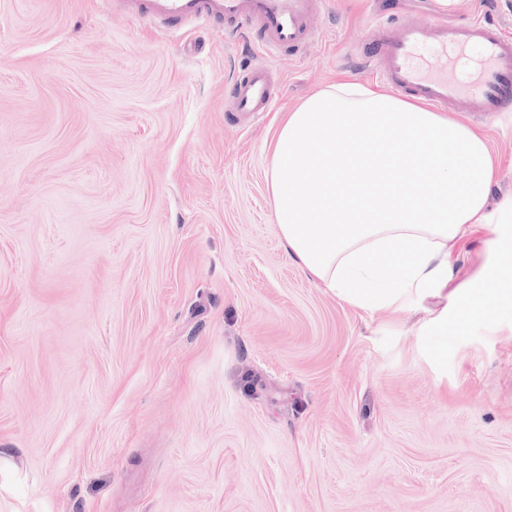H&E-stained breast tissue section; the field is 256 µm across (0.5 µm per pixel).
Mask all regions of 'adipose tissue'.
I'll use <instances>...</instances> for the list:
<instances>
[{"mask_svg": "<svg viewBox=\"0 0 512 512\" xmlns=\"http://www.w3.org/2000/svg\"><path fill=\"white\" fill-rule=\"evenodd\" d=\"M497 179L483 131L348 78L287 112L267 187L289 258L365 311L444 299L424 326L444 336L512 320V196L491 204ZM480 224L495 227L491 260L450 288V251Z\"/></svg>", "mask_w": 512, "mask_h": 512, "instance_id": "adipose-tissue-1", "label": "adipose tissue"}]
</instances>
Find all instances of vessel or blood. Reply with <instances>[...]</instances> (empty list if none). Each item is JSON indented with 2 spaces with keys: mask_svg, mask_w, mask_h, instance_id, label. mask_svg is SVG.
Returning <instances> with one entry per match:
<instances>
[{
  "mask_svg": "<svg viewBox=\"0 0 512 512\" xmlns=\"http://www.w3.org/2000/svg\"><path fill=\"white\" fill-rule=\"evenodd\" d=\"M129 13L168 26L195 20L221 21L232 29L256 31L263 49L303 47L314 36L315 15L326 0H124ZM477 50L478 75L469 83L449 78L447 69L430 70L427 53L463 56ZM368 63L395 92L435 108L461 109L476 115L512 109V38L497 24L477 20L464 26L444 21L377 25ZM274 102L269 67L256 66L231 86L229 104L234 112H267Z\"/></svg>",
  "mask_w": 512,
  "mask_h": 512,
  "instance_id": "obj_1",
  "label": "vessel or blood"
}]
</instances>
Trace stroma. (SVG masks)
Returning a JSON list of instances; mask_svg holds the SVG:
<instances>
[{"instance_id": "1", "label": "stroma", "mask_w": 512, "mask_h": 512, "mask_svg": "<svg viewBox=\"0 0 512 512\" xmlns=\"http://www.w3.org/2000/svg\"><path fill=\"white\" fill-rule=\"evenodd\" d=\"M503 23L512 0H329L300 50L113 0H0V512H512V323L448 353L442 307L350 306L287 258L285 112L355 77L376 22ZM270 64L271 111L227 106ZM485 131L512 193V112ZM476 226L453 285L490 258Z\"/></svg>"}]
</instances>
